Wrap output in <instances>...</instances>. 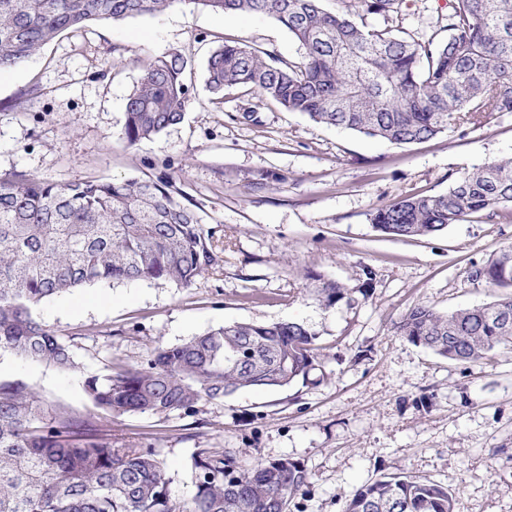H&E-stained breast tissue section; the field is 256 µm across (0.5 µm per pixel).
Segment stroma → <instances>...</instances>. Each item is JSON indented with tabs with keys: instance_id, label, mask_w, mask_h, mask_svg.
<instances>
[{
	"instance_id": "1",
	"label": "stroma",
	"mask_w": 512,
	"mask_h": 512,
	"mask_svg": "<svg viewBox=\"0 0 512 512\" xmlns=\"http://www.w3.org/2000/svg\"><path fill=\"white\" fill-rule=\"evenodd\" d=\"M446 0H401L390 19L355 22L445 38ZM296 63L303 51L277 21L197 9L68 30L0 72V177L57 182L143 176L171 181L222 244L218 261L186 288L163 280L102 282L44 302L39 319L72 347L77 371L0 353V382L20 381L46 412L94 417L116 448H160L176 499L194 493L203 448L309 472L292 512H342L362 485L402 471L445 487L455 512H512V349L485 364L452 362L408 342L394 324L418 305L447 312L496 299L472 267L512 246V222L475 213L434 237L377 231L374 210L408 195L445 193L462 172L512 159V113L393 145L318 124L244 86L215 98L205 84L225 38ZM177 50L188 62L183 120L129 147L121 140L140 62ZM255 112L253 122L240 113ZM351 303L326 306L325 281ZM300 320L319 335L321 365L308 380L201 401L192 416L99 412L87 374L138 366L231 322Z\"/></svg>"
}]
</instances>
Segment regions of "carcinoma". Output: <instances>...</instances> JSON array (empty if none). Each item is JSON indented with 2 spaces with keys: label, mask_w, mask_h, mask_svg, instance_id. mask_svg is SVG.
<instances>
[{
  "label": "carcinoma",
  "mask_w": 512,
  "mask_h": 512,
  "mask_svg": "<svg viewBox=\"0 0 512 512\" xmlns=\"http://www.w3.org/2000/svg\"><path fill=\"white\" fill-rule=\"evenodd\" d=\"M177 0H0V71L35 54L61 32L91 21L153 16ZM203 10L280 22L304 49L298 63L224 40L209 57L206 85L256 89L290 112L394 145L437 137L451 124H479L512 112V0H448V36L415 40L369 29L349 9L384 18L401 0H191ZM187 61L177 51L141 60L121 139L133 147L181 122L190 103ZM512 203V160L455 178L448 192L413 195L375 210L377 231L433 237L464 217ZM214 233L179 199L172 182L140 176L57 183L18 173L0 179V352L74 371L69 344L42 323L37 307L103 281L163 279L190 286L215 263ZM509 292L446 313L419 305L394 328L449 360L481 364L512 346V248L469 271ZM327 306L349 301L327 282ZM320 364L317 333L301 321L233 322L183 343L155 347L147 362L86 375L92 404L113 415L166 419L195 413L202 400L277 389ZM194 495L175 499L157 448L112 442L58 411L44 419L38 395L0 383V512H290L309 474L290 458L246 463L203 448L193 457ZM343 512H454V495L430 480L389 474L356 490Z\"/></svg>",
  "instance_id": "cac0c4a2"
}]
</instances>
